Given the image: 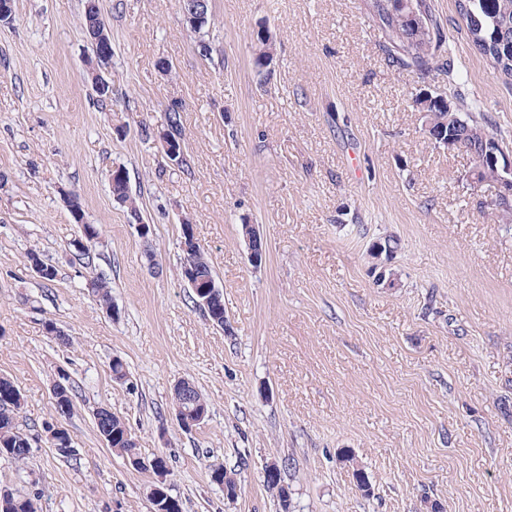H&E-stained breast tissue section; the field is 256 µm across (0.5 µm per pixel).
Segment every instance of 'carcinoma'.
<instances>
[{
  "label": "carcinoma",
  "instance_id": "obj_1",
  "mask_svg": "<svg viewBox=\"0 0 512 512\" xmlns=\"http://www.w3.org/2000/svg\"><path fill=\"white\" fill-rule=\"evenodd\" d=\"M459 13L465 22L467 33L478 52L489 60L494 69L508 79H512V0H457ZM367 12L374 30L377 31L380 46L387 54L391 66L403 70L426 72L436 64L448 65L447 36L434 14L429 0H366ZM211 17H206L194 30L199 35V53L212 59L211 42L204 39ZM274 43L257 34L255 53L256 72L260 81L267 82L260 59L274 53ZM448 96L439 92H421L415 102L425 112V118L433 123L432 135L438 146L443 147L448 138L463 143L467 153L478 159L483 155L488 140L498 143L503 140L486 130V125L468 115L463 116V108H458V124L448 125ZM112 193L124 199L130 216L141 220L137 202L131 197L128 177L112 179ZM93 292L101 306L111 309V289L107 279L96 277ZM192 302L198 305L206 319L217 328H224L226 315L224 295L218 291L210 295V302L199 304L197 295ZM21 393L13 381L0 377V455L23 464L29 457L31 442L15 423V416L21 406ZM174 403L186 409L209 412V404L203 394L192 390L189 401L181 393L174 392ZM96 430L106 446L127 457L139 458L137 442L125 422L108 410L95 418ZM210 481L224 487L225 496L233 499L238 496L239 483L236 474L224 470L221 464L209 466ZM268 489L277 492L282 512H290L292 503L291 488L282 481V467L264 479ZM0 512H37L36 503L30 497L8 489L7 496L0 497Z\"/></svg>",
  "mask_w": 512,
  "mask_h": 512
}]
</instances>
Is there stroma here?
<instances>
[{
	"mask_svg": "<svg viewBox=\"0 0 512 512\" xmlns=\"http://www.w3.org/2000/svg\"><path fill=\"white\" fill-rule=\"evenodd\" d=\"M432 4L462 70L457 93L512 150V80L477 52L456 0ZM211 5L207 61L180 0H98L112 38L102 104L84 0H14L0 24V376L22 395L16 424L32 444L24 464L0 457V486L40 512H154L160 483L182 512H281L263 482L278 462L292 512H512V230L496 221L494 188L467 187L471 155L422 130L415 96L447 76L391 67L366 0ZM262 27L275 42L264 86L252 63ZM173 103L179 166L160 139ZM119 165L149 239L112 196ZM70 191L100 230L86 259ZM186 219L229 331L180 276ZM245 222L266 242L257 269ZM388 238L396 252L372 261L370 245ZM31 251L54 280L29 266ZM381 266L393 280H379ZM97 273L111 309L89 288ZM117 356L124 384L109 368ZM62 373L74 387L65 415L52 405ZM183 379L210 402L189 431L173 405ZM100 407L166 471L107 448ZM50 424L71 453L48 441ZM213 463L236 473L237 498L211 483ZM192 302L197 305L206 317V319L212 324V326L223 329L226 325V315L224 310V295L221 290L215 293H211L210 302L207 305L198 304L201 299L196 294L192 293Z\"/></svg>",
	"mask_w": 512,
	"mask_h": 512,
	"instance_id": "1",
	"label": "stroma"
}]
</instances>
